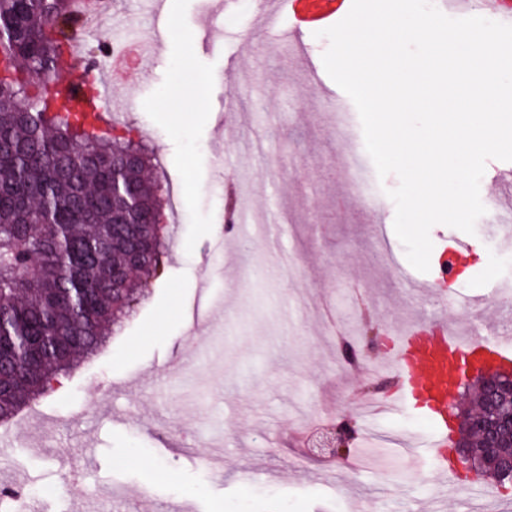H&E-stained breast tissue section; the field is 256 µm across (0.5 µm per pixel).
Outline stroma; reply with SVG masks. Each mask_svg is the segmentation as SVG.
I'll return each instance as SVG.
<instances>
[{
  "label": "stroma",
  "mask_w": 512,
  "mask_h": 512,
  "mask_svg": "<svg viewBox=\"0 0 512 512\" xmlns=\"http://www.w3.org/2000/svg\"><path fill=\"white\" fill-rule=\"evenodd\" d=\"M258 2L165 0L151 65L112 89L177 195L173 244L163 274L105 351L34 401L53 426L41 447L30 446L23 420L9 426L0 459L21 473L41 512H71L76 491L97 496L109 485L131 490L112 512H166L180 502L196 512H418L441 495L446 512H472L469 489L435 470V430L418 405L375 424L418 448L386 447L360 467L305 459L296 420L348 413L358 400L363 373L332 365L337 331H360L348 317L356 306L384 337L436 302L448 318L481 329L482 311L462 300L512 280V251L489 222L490 184L480 183L487 216L474 234L433 226L431 269L418 274L393 228L387 192L396 175L378 177L367 165L378 203L344 202L345 166L365 142L355 104L325 74L328 40L306 30L308 60L297 61L258 28ZM156 27L147 0H113L111 16L85 38L105 48L114 35ZM244 78L257 93L228 108ZM340 109L352 138L336 130ZM246 186L264 220L225 230L226 199ZM461 241L480 259L452 287H436L440 256ZM417 276L434 284L430 296L407 290L406 278ZM195 435L215 443L220 469L206 463L207 449L192 447ZM245 470L256 478L242 481Z\"/></svg>",
  "instance_id": "1"
}]
</instances>
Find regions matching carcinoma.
Masks as SVG:
<instances>
[{"mask_svg":"<svg viewBox=\"0 0 512 512\" xmlns=\"http://www.w3.org/2000/svg\"><path fill=\"white\" fill-rule=\"evenodd\" d=\"M83 36L68 0H0V427L100 350L169 249L164 223H113L131 205L163 213L162 187L140 137L103 128L99 107L71 111L65 70L98 81L94 62L68 57ZM130 154L138 166L118 167ZM31 261L37 275L17 277ZM466 443L463 464L512 485L480 435Z\"/></svg>","mask_w":512,"mask_h":512,"instance_id":"obj_1","label":"carcinoma"}]
</instances>
